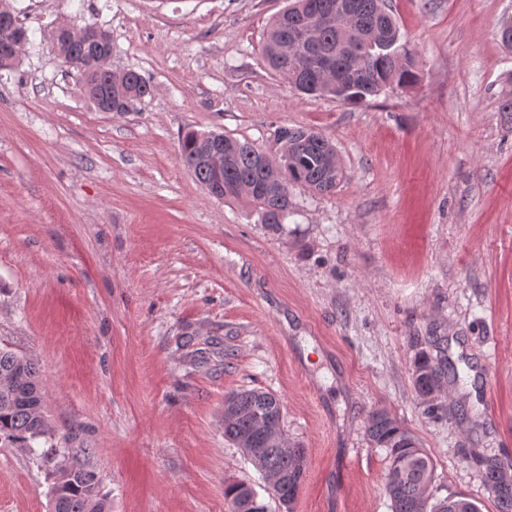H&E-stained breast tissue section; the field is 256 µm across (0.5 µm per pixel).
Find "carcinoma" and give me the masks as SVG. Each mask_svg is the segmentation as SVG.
I'll use <instances>...</instances> for the list:
<instances>
[{"label":"carcinoma","instance_id":"obj_1","mask_svg":"<svg viewBox=\"0 0 512 512\" xmlns=\"http://www.w3.org/2000/svg\"><path fill=\"white\" fill-rule=\"evenodd\" d=\"M353 6L350 21L332 24L344 2ZM398 24L385 0H293L270 23L263 53L273 71L303 94L360 103L387 88L416 80L415 54L398 45ZM104 54L94 43L70 41L57 59L76 70L88 101L107 89V79L92 63ZM149 80L134 70L112 78V111L128 112L152 95ZM277 150L270 155L253 143L216 131L189 130L179 139L178 155L197 183L213 193L215 181L209 155L224 159L225 201L244 200L262 224H282L292 207L290 187L302 185L318 194H331L346 179L336 145L320 132L281 126ZM413 386L426 402L444 393L443 365L427 356L414 363ZM224 439L242 450L263 474L278 484L267 490L284 512L304 483L307 455L303 448L280 444L281 402L272 393L243 389L225 399ZM49 432L42 409V380L32 358L0 348V438L31 446ZM369 440L387 451L385 492L391 512H464L463 502L432 501L434 463L418 439L385 409L369 412ZM482 483L491 492L497 512H512V465L497 458L482 461ZM225 498L241 512H268L256 490L245 483L226 487ZM50 512H109L93 475L79 462L62 467L50 492Z\"/></svg>","mask_w":512,"mask_h":512}]
</instances>
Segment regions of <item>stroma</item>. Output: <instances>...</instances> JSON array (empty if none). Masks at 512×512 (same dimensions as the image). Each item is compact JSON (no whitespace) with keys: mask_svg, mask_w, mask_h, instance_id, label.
I'll return each instance as SVG.
<instances>
[{"mask_svg":"<svg viewBox=\"0 0 512 512\" xmlns=\"http://www.w3.org/2000/svg\"><path fill=\"white\" fill-rule=\"evenodd\" d=\"M290 0H12L30 43L0 71V347L32 357L50 432L0 443V512H49L65 463L111 512H230L265 481L224 439V398L282 401L307 452L293 512H391L386 409L431 454L434 498L496 512L476 455L512 462V0H387L417 82L360 104L299 94L263 56ZM112 35L154 92L84 99L52 31ZM332 141L335 193L291 187L284 224L200 188L182 132L275 151L280 126ZM458 373L435 409L421 354ZM225 498L237 506L240 512H268L269 508L260 498L256 490L248 484L237 483L226 487ZM237 507L232 511L238 512Z\"/></svg>","mask_w":512,"mask_h":512,"instance_id":"1","label":"stroma"}]
</instances>
